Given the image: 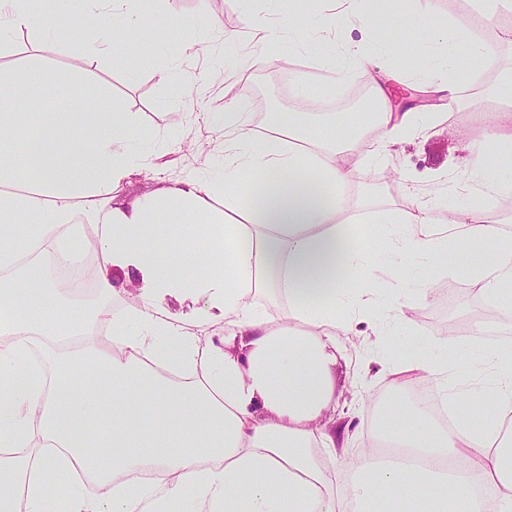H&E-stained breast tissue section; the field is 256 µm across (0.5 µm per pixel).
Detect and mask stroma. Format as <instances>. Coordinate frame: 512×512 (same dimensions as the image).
<instances>
[{
  "mask_svg": "<svg viewBox=\"0 0 512 512\" xmlns=\"http://www.w3.org/2000/svg\"><path fill=\"white\" fill-rule=\"evenodd\" d=\"M426 7L440 22L472 31L479 43L495 51L492 70L476 65L460 83V106L451 112L440 110L430 90L431 76L418 66V49L428 42L426 26L413 14L395 17L394 0H384L370 26L344 29L341 36L361 43L393 37L401 47L399 61L375 57L371 66L342 84L325 64L324 49L318 44L284 53L277 64L269 60L273 45L253 44L248 20L271 16L267 0H148L142 10L145 23L155 29L171 27L179 37L198 40V51L192 56L180 55L175 45L146 40L131 47L122 64L108 57L88 59L70 35L78 21L51 5L36 27L20 30L12 48L0 55L6 63L22 64L33 58L54 70L59 85L44 93L46 110L90 112L96 96L104 94L121 111L137 114L136 148L144 166L114 193L117 203L154 195L163 182L210 168L224 154L222 113L228 101L238 102L254 121L303 110V99L295 95L303 79L310 89L323 92L321 104L308 113L307 120L325 140L356 146L376 140L373 123L362 121L361 116L368 111L378 83L385 87L392 111L416 107L436 114L428 133L406 138L393 148L385 164H355L346 189L354 206L340 221L362 232L375 249L368 288L389 314L405 307L412 310L410 328L396 324L389 334L376 335L361 325L351 332L337 331L332 340L331 396L319 419L329 427H346L359 434L372 427L369 400L390 393L381 368L404 357H424L454 373L472 351L484 348L481 333H492L496 343L512 344V313L501 311L484 319L485 308L476 301L464 270L471 256L463 246L449 248V270L421 262L407 265L409 280L430 283V292L421 298L394 288L379 251L382 227L366 220L377 211H401L414 191L434 196L442 205L482 206V197L463 189L469 150L484 130L470 105L481 100L489 111H512V89L499 83L501 72L512 67V42L502 39L504 30L512 29V11L481 22L477 0H428ZM161 64L203 84L204 93L187 94L176 85L160 82L155 68ZM451 334L456 346L448 353L438 341Z\"/></svg>",
  "mask_w": 512,
  "mask_h": 512,
  "instance_id": "35a3bbf8",
  "label": "stroma"
}]
</instances>
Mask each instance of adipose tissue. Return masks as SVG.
I'll return each mask as SVG.
<instances>
[{
  "mask_svg": "<svg viewBox=\"0 0 512 512\" xmlns=\"http://www.w3.org/2000/svg\"><path fill=\"white\" fill-rule=\"evenodd\" d=\"M134 2L74 0L88 57L171 38L146 26ZM44 4L0 0V48L15 31L34 27ZM273 6L289 42L312 39L329 50L337 80L355 78L375 53L398 57L391 38L377 50L340 41L341 26L370 24L367 0H336L335 13L308 36L295 24L297 0ZM447 43L444 56L425 51L419 60L437 73L433 92L452 109L459 74L492 50L465 30L449 33ZM56 84L52 71L29 63L0 66V512H55L46 476L76 465L85 481L72 486L67 512H158L163 505L172 512H512V437L501 434L512 417L511 346L479 350L463 370L481 383L486 410L478 426L463 409L469 391L451 384L447 368L409 358L388 369L398 397L412 382H433L454 423L442 427L413 406L389 405L382 417L414 460L384 462L360 450L347 471L337 470L339 435L317 422L331 392L328 346L337 329L377 325L382 310L362 286L371 256L339 221L351 202L338 189L352 169L335 151L305 147L298 114H283L261 137L247 113L225 105L220 178L193 171L154 196L81 210L76 198L121 188L138 165L131 150L137 117L104 104L93 112L42 111V92ZM374 97L379 136L365 157L381 163L401 138L424 133L432 121L413 108L389 111L383 87ZM18 108L41 115L20 155L4 137ZM485 125L464 183L485 197L481 209L444 215L433 198L415 194L399 213H378L395 280L404 281L408 262L447 259L449 243L460 239L486 255L475 275L479 294L493 301L512 295V235L497 223L498 208L512 204V183L488 178L494 148L512 142V113ZM76 126L92 135L75 160L60 164ZM25 181L38 192L16 191ZM216 192L224 195L220 213L208 205ZM162 209L192 217L204 252L180 247L184 228L170 229L175 247L160 252L153 222ZM438 223L444 234L432 233ZM83 250L99 259L101 299L120 293L111 269L141 284L139 304L112 316L109 350L92 341L96 314L43 271V253L65 263ZM188 263L199 265L196 275H183ZM269 290L287 301V313L261 304ZM172 297L188 309H172ZM215 322L224 325L223 342H202L201 327ZM29 333L43 341V361L29 356ZM82 364L94 371L74 380ZM146 470L163 480H132ZM88 481L102 494L86 493Z\"/></svg>",
  "mask_w": 512,
  "mask_h": 512,
  "instance_id": "adipose-tissue-1",
  "label": "adipose tissue"
}]
</instances>
